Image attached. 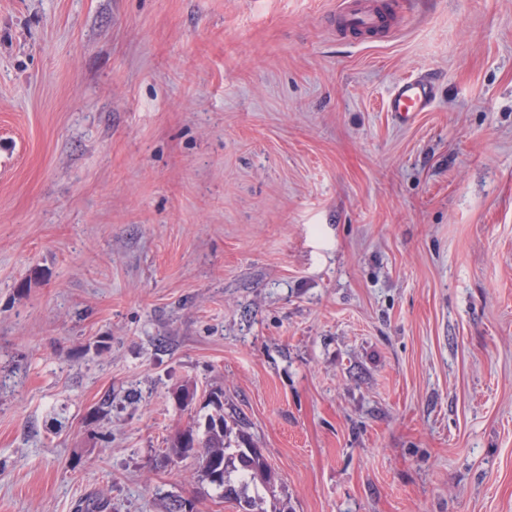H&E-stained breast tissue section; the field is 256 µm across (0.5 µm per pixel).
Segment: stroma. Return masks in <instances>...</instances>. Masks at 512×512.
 <instances>
[{
	"instance_id": "stroma-1",
	"label": "stroma",
	"mask_w": 512,
	"mask_h": 512,
	"mask_svg": "<svg viewBox=\"0 0 512 512\" xmlns=\"http://www.w3.org/2000/svg\"><path fill=\"white\" fill-rule=\"evenodd\" d=\"M385 2L0 0V512H240L184 385L259 512H512V0ZM345 26L355 33L369 35L385 23V17L371 0H343L339 2ZM433 102L431 82L409 75L398 80L388 93L385 106L404 124L417 112L429 111ZM223 399L222 391L212 392L209 403L218 415L206 414L203 423L198 418L192 425L177 431L167 442L165 457L170 461L176 457L177 462L190 459L203 481L211 485L220 498L235 500L241 506L244 502L251 507V501L242 496L243 487L237 489L230 474L238 472L242 486L250 481L267 487L272 482V470L263 457L244 459L237 455V450L227 453L231 444L226 442L228 429L224 422Z\"/></svg>"
}]
</instances>
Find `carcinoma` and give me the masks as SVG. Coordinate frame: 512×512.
<instances>
[{
	"label": "carcinoma",
	"instance_id": "1",
	"mask_svg": "<svg viewBox=\"0 0 512 512\" xmlns=\"http://www.w3.org/2000/svg\"><path fill=\"white\" fill-rule=\"evenodd\" d=\"M209 404L214 406L218 415L207 414L203 420H196L177 431L167 442L165 457L169 460L175 457L181 462L191 460L202 479L220 498L249 506L251 501L242 496V489L231 482L230 474L239 473L243 485L259 482L268 486L272 482V470L262 457L245 459L235 451L227 452L230 444L226 442L228 429L224 422V393L212 392Z\"/></svg>",
	"mask_w": 512,
	"mask_h": 512
}]
</instances>
